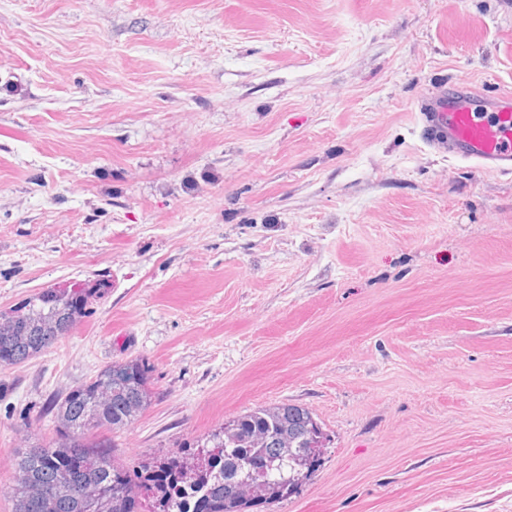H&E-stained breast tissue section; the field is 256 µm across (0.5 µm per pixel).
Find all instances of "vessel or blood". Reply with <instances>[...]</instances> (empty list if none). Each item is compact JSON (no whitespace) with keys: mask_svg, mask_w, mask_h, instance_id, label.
I'll return each mask as SVG.
<instances>
[{"mask_svg":"<svg viewBox=\"0 0 512 512\" xmlns=\"http://www.w3.org/2000/svg\"><path fill=\"white\" fill-rule=\"evenodd\" d=\"M420 120L429 143L456 159L512 176V97L479 104L467 80L432 87Z\"/></svg>","mask_w":512,"mask_h":512,"instance_id":"vessel-or-blood-1","label":"vessel or blood"}]
</instances>
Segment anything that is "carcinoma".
Wrapping results in <instances>:
<instances>
[{
    "mask_svg": "<svg viewBox=\"0 0 512 512\" xmlns=\"http://www.w3.org/2000/svg\"><path fill=\"white\" fill-rule=\"evenodd\" d=\"M98 282L46 287L0 311V366L35 357L91 312ZM149 367L126 359L51 401L55 436L22 449L15 512H247L296 493L323 461L327 435L309 409L259 406L185 449L133 467L115 460L120 431L153 404ZM94 486L87 501L83 488Z\"/></svg>",
    "mask_w": 512,
    "mask_h": 512,
    "instance_id": "cac0c4a2",
    "label": "carcinoma"
}]
</instances>
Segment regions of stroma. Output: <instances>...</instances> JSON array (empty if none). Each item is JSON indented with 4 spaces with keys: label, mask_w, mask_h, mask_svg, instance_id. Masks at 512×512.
<instances>
[{
    "label": "stroma",
    "mask_w": 512,
    "mask_h": 512,
    "mask_svg": "<svg viewBox=\"0 0 512 512\" xmlns=\"http://www.w3.org/2000/svg\"><path fill=\"white\" fill-rule=\"evenodd\" d=\"M460 76L512 93V0H0V309L109 284L0 368V512L127 358L120 461L291 403L330 443L268 512H512V177L419 119Z\"/></svg>",
    "instance_id": "1"
}]
</instances>
